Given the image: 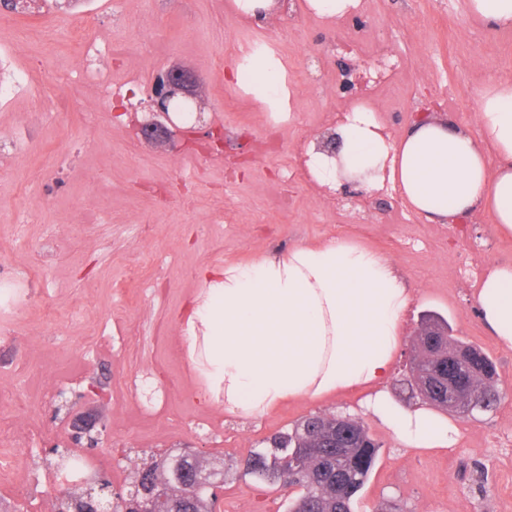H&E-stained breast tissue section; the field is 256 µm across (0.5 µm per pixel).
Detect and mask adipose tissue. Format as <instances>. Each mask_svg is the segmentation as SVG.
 Wrapping results in <instances>:
<instances>
[{
    "mask_svg": "<svg viewBox=\"0 0 512 512\" xmlns=\"http://www.w3.org/2000/svg\"><path fill=\"white\" fill-rule=\"evenodd\" d=\"M268 112L288 109L279 59L240 49L226 73ZM479 134L448 118L415 121L387 139L375 111L352 102L333 131L338 148L310 144L315 178L334 189L359 182L391 185L403 203L433 224L491 214L512 235V79L476 92ZM497 166H490L489 154ZM201 292L184 320L186 351L200 363L205 391L228 415H264L287 400H318L352 390L409 448L452 447L457 430L427 409L398 407L384 389L412 301L402 275L378 252L355 242L298 244L248 262L199 271ZM474 302L492 336L512 348V262L480 282Z\"/></svg>",
    "mask_w": 512,
    "mask_h": 512,
    "instance_id": "1",
    "label": "adipose tissue"
}]
</instances>
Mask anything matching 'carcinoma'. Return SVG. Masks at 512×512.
I'll use <instances>...</instances> for the list:
<instances>
[{
    "instance_id": "1",
    "label": "carcinoma",
    "mask_w": 512,
    "mask_h": 512,
    "mask_svg": "<svg viewBox=\"0 0 512 512\" xmlns=\"http://www.w3.org/2000/svg\"><path fill=\"white\" fill-rule=\"evenodd\" d=\"M448 345L472 353L473 366L466 375L471 389L472 410L456 412L488 413L501 403L495 385L496 366L478 346L454 336ZM337 416L313 414L298 421L290 430L270 439L267 448H254L243 464V475L259 481L296 488L289 499L287 512H353L355 497L363 490L376 464L380 444L365 426L349 419L342 426L343 446L324 448L320 439L336 429ZM142 486L146 490L164 484L175 490L174 498L183 490L175 473L186 466L169 453L159 458L142 459ZM218 500L210 497L206 487L197 489L183 512H217Z\"/></svg>"
}]
</instances>
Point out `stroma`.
Instances as JSON below:
<instances>
[{"mask_svg":"<svg viewBox=\"0 0 512 512\" xmlns=\"http://www.w3.org/2000/svg\"><path fill=\"white\" fill-rule=\"evenodd\" d=\"M287 2L256 28L227 0H120L113 12L92 0L101 25L90 37L112 77L108 102L74 68L86 49L71 33L80 5L62 0L0 27V41L21 46L18 64L35 92L0 103V286L18 290L0 320V417L19 439L31 426L46 429L19 450L18 475L31 481L25 499L0 483L10 512H47L55 496L48 464L71 434L64 401L105 423L99 446L79 454L116 491L143 454L188 446L237 467L263 440L322 413L359 419L381 445L356 512L388 500L403 512H512V494L502 493L512 485V348L480 322L479 282L463 264L512 262V236L496 235L486 215L428 223L388 185L336 193L294 176L310 141L333 128L330 114L361 96L393 138L424 109L478 133L475 90L512 75V30H488L464 0H360L335 22L308 12L305 0ZM263 42L278 52L291 90L281 117L224 80L240 47ZM382 57L392 62L386 78L345 87V64ZM172 65L199 80L205 123L171 143L145 139L138 124L155 76ZM211 127L223 148L195 155ZM356 210L365 223H351ZM24 213L38 223H19ZM336 239L383 254L414 294L388 384L396 404L423 405L400 389L422 315L442 317L495 363L503 400L474 418L445 412L457 428L453 447H405L363 408L360 392L290 400L258 418L227 416L200 396L182 332L184 308L201 290L198 269ZM136 265L141 277H128ZM151 402L156 413L139 416ZM287 508L286 489L228 474L221 512Z\"/></svg>","mask_w":512,"mask_h":512,"instance_id":"stroma-1","label":"stroma"}]
</instances>
